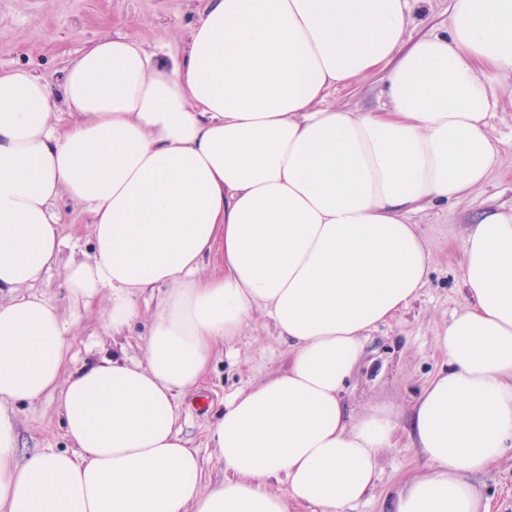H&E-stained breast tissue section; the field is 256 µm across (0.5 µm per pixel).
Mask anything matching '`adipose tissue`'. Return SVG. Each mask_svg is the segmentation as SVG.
I'll list each match as a JSON object with an SVG mask.
<instances>
[{"instance_id": "obj_1", "label": "adipose tissue", "mask_w": 512, "mask_h": 512, "mask_svg": "<svg viewBox=\"0 0 512 512\" xmlns=\"http://www.w3.org/2000/svg\"><path fill=\"white\" fill-rule=\"evenodd\" d=\"M200 15L169 70L111 36L61 83L0 73V512H345L399 445L392 410L354 415L346 384L367 332L427 281L411 214L466 200L496 164L512 0H455L447 33L410 45L409 0H200ZM376 72L386 108L326 104ZM62 197L90 216L87 254L64 253ZM462 254L465 305L437 337L449 369L408 429L424 471L394 512H490L473 478L512 444V208L469 224ZM52 270L72 308L106 298L112 337L165 287L140 361L71 368V324L34 292ZM257 313L288 366L225 404L208 486L177 398ZM46 396L69 446L20 453L10 407Z\"/></svg>"}]
</instances>
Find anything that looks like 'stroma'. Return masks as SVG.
Segmentation results:
<instances>
[{"label":"stroma","mask_w":512,"mask_h":512,"mask_svg":"<svg viewBox=\"0 0 512 512\" xmlns=\"http://www.w3.org/2000/svg\"><path fill=\"white\" fill-rule=\"evenodd\" d=\"M453 4L454 0H427L424 6L413 7L406 42L445 33ZM199 6V0H0V70L24 68L57 82L68 60L100 37L118 33L137 42L155 60L166 62L179 54L183 39L200 18ZM383 91L384 76L377 73L337 87L327 100L365 112L383 103ZM488 124L497 163L487 181L468 201L431 203L411 216L432 253L427 283L405 309L369 332L365 359L345 394L353 414L385 405L400 426H407L421 390L448 366L437 335L463 304L465 230L484 209L512 205V99L499 98ZM150 319V312H143L128 336L116 343L106 336L99 309H91L73 330L76 360L119 351L131 359L141 356ZM287 363V343L265 317L257 315L237 340L234 353H217L200 388L179 398L181 435L203 460L206 484L224 478V467L209 448L208 437L224 410L225 398L275 375ZM12 410L21 451L67 448L55 399L16 404ZM418 472L412 450L385 451L373 490L347 512H392L396 492ZM474 482L490 501L492 512H512V448Z\"/></svg>","instance_id":"obj_1"}]
</instances>
